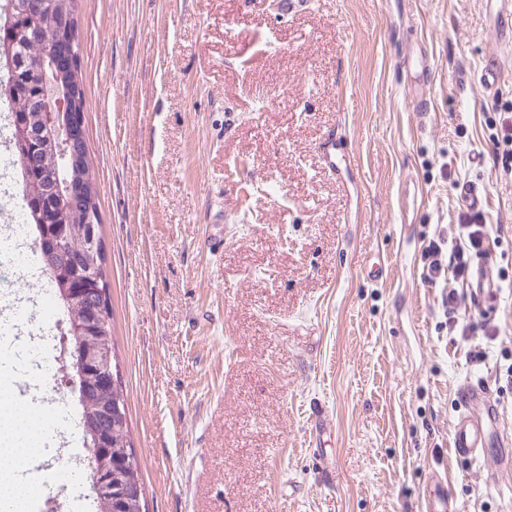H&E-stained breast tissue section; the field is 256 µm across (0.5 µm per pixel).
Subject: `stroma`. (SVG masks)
Masks as SVG:
<instances>
[{"label":"stroma","mask_w":512,"mask_h":512,"mask_svg":"<svg viewBox=\"0 0 512 512\" xmlns=\"http://www.w3.org/2000/svg\"><path fill=\"white\" fill-rule=\"evenodd\" d=\"M278 2L77 0L146 512H426L436 476L459 512H512V469L450 446L465 383L512 439V171L496 140L512 48L495 6L307 0L285 15ZM415 53L435 72L425 112L401 65ZM476 215L493 227L490 312L467 284L423 273L428 241L456 245ZM449 288L498 336L449 335ZM315 410L332 428L321 444ZM27 497L97 512L81 474L61 496L32 482Z\"/></svg>","instance_id":"obj_1"}]
</instances>
